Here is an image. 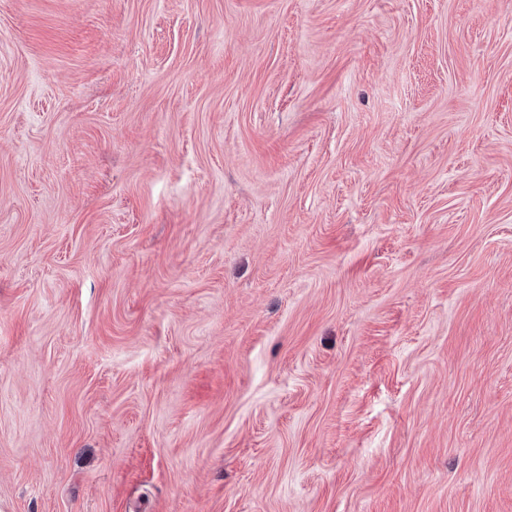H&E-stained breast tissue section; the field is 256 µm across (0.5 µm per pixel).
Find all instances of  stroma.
<instances>
[{
	"instance_id": "1",
	"label": "stroma",
	"mask_w": 512,
	"mask_h": 512,
	"mask_svg": "<svg viewBox=\"0 0 512 512\" xmlns=\"http://www.w3.org/2000/svg\"><path fill=\"white\" fill-rule=\"evenodd\" d=\"M0 512H512V0H0Z\"/></svg>"
}]
</instances>
